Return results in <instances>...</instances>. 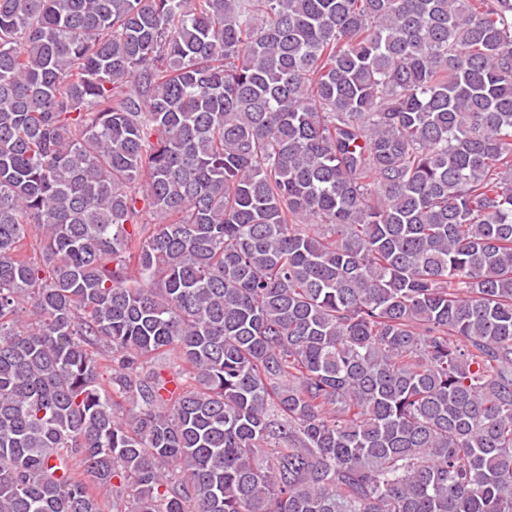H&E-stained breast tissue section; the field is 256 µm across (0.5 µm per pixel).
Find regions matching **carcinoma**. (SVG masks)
Here are the masks:
<instances>
[{
    "label": "carcinoma",
    "instance_id": "1",
    "mask_svg": "<svg viewBox=\"0 0 512 512\" xmlns=\"http://www.w3.org/2000/svg\"><path fill=\"white\" fill-rule=\"evenodd\" d=\"M0 512H512V0H0Z\"/></svg>",
    "mask_w": 512,
    "mask_h": 512
}]
</instances>
